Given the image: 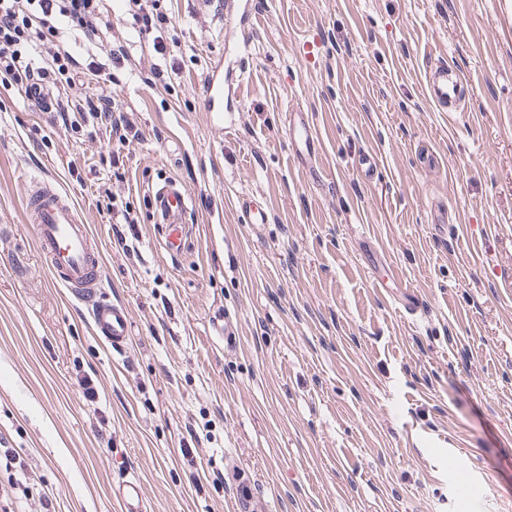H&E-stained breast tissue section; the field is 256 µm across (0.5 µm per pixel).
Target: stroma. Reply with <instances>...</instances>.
<instances>
[{
  "instance_id": "35a3bbf8",
  "label": "stroma",
  "mask_w": 512,
  "mask_h": 512,
  "mask_svg": "<svg viewBox=\"0 0 512 512\" xmlns=\"http://www.w3.org/2000/svg\"><path fill=\"white\" fill-rule=\"evenodd\" d=\"M237 2L160 0L158 55L103 0L130 60L66 94L114 97L125 141L0 84V448L26 465L0 466V512H43L27 471L53 512H121L129 473L146 512H512V0ZM445 63L469 82L452 118L427 89ZM41 179L101 247L123 349L48 271ZM169 180L194 199L178 256L147 196ZM203 106L206 112H213L214 121L224 124V78L217 74L208 76L203 87Z\"/></svg>"
}]
</instances>
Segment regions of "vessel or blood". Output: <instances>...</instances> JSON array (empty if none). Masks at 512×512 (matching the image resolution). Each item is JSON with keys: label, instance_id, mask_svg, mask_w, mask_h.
I'll use <instances>...</instances> for the list:
<instances>
[{"label": "vessel or blood", "instance_id": "b4317fda", "mask_svg": "<svg viewBox=\"0 0 512 512\" xmlns=\"http://www.w3.org/2000/svg\"><path fill=\"white\" fill-rule=\"evenodd\" d=\"M468 91V83L453 66H443L429 76V96L445 111H457L465 103ZM203 106L212 113L216 123H223V79L215 75L207 77ZM149 203L152 214L165 229V249L174 254L183 253L188 236L186 216L191 203L187 189L175 182L155 186ZM26 206L35 218L38 245L48 260L53 279L75 299L90 305L95 334L113 349H122L130 336V314L124 305L106 301L96 290L104 269L102 253L74 201L47 180L30 190ZM115 493L123 502L124 512H144L143 488L138 476L125 475Z\"/></svg>", "mask_w": 512, "mask_h": 512}]
</instances>
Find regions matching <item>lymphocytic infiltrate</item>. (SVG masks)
Instances as JSON below:
<instances>
[{"label": "lymphocytic infiltrate", "instance_id": "lymphocytic-infiltrate-1", "mask_svg": "<svg viewBox=\"0 0 512 512\" xmlns=\"http://www.w3.org/2000/svg\"><path fill=\"white\" fill-rule=\"evenodd\" d=\"M123 7L140 33L153 36L155 50L163 51L157 34L168 17L159 10L158 0H123ZM102 15V0H0V82L24 89L39 108L41 87L61 89L74 82L79 70L92 75L104 62L126 59V48L116 36L109 41L105 60L94 58L84 67L66 47L65 35H97Z\"/></svg>", "mask_w": 512, "mask_h": 512}]
</instances>
